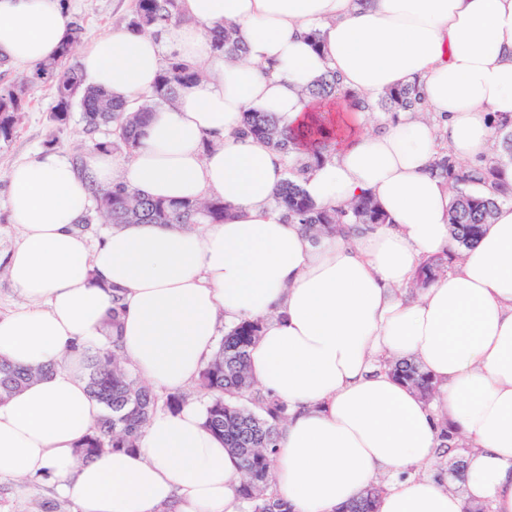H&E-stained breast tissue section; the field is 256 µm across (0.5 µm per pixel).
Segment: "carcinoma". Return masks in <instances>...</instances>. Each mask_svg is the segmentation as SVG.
I'll use <instances>...</instances> for the list:
<instances>
[{
  "label": "carcinoma",
  "mask_w": 512,
  "mask_h": 512,
  "mask_svg": "<svg viewBox=\"0 0 512 512\" xmlns=\"http://www.w3.org/2000/svg\"><path fill=\"white\" fill-rule=\"evenodd\" d=\"M180 0H134L127 26L140 32L156 33L181 22ZM215 51L237 56L244 44L230 25L207 29ZM81 39V28L73 25L53 59L38 63L11 80L0 84V143L12 140L22 112L26 111L27 91L48 85L53 90L50 120L54 130L46 141L50 147L60 142L71 113L80 109L88 135L94 137L103 128L111 137L95 142V148L131 155L139 146L143 128L152 112L177 101L181 90L197 81L201 72L175 58L165 61L151 95L136 109L116 103L102 92L84 85L78 65L71 62L74 45ZM340 93L336 74L330 70L318 77L303 94L310 98L332 100ZM350 106L386 114L423 112L425 99L418 82L391 88L371 102L351 100ZM330 124L320 114L312 123L296 130L279 127L269 112L251 110L245 113L242 133L254 137L287 157L289 176L274 197L275 208L290 222H296L311 233L313 241L323 234L357 235L375 224L388 223L387 216L368 196H360L345 207L321 209L306 195L304 177L327 158ZM512 164V117L502 116L496 123L494 155L481 165H465L443 147L435 157L431 172L452 183L454 195L448 206L449 231L456 246L472 247L491 223L496 208L512 201V182L505 178V168ZM475 185H489L491 196L472 192ZM92 213L85 224L151 223L175 224L189 228L194 224H222L229 208L220 198L205 202L170 203L123 185L93 191ZM458 254H442L424 259L416 269L413 282L424 287L434 277L451 268ZM262 323L245 320L224 331L218 350L200 371L197 387L209 395L206 426L224 441V447L237 456L244 479L239 497L245 512H290L287 503L278 498L272 487V464L280 436L281 424L288 417L283 402L257 388L248 370L249 349L260 336ZM118 345L112 339L95 348L87 357L86 377L90 396L104 408V414L79 445L80 457L87 461L105 449H133L152 414L164 406L176 411L187 402L184 392L169 393L160 399L148 384L135 378L117 356ZM387 373L404 383L424 401L432 398L434 381L413 360H397L385 364ZM49 372L47 368L23 369L0 360V401L9 398L23 386ZM470 451L457 431L443 423L439 433L438 457L448 459L449 474L461 482L466 469L465 457ZM385 486L374 483L358 497L341 506L338 512H378Z\"/></svg>",
  "instance_id": "carcinoma-1"
}]
</instances>
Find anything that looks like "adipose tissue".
Returning <instances> with one entry per match:
<instances>
[{"label":"adipose tissue","instance_id":"obj_1","mask_svg":"<svg viewBox=\"0 0 512 512\" xmlns=\"http://www.w3.org/2000/svg\"><path fill=\"white\" fill-rule=\"evenodd\" d=\"M187 21L154 36L121 26L80 53L86 86L133 104L153 89L163 53L204 75L154 111L124 164L94 151L83 168L54 151L11 167L4 256L29 307L0 316V359L55 371L0 402V477H45L77 512H240L238 459L205 425V408L159 410L139 448L89 462L77 446L102 416L79 373L120 291L121 352L168 391L197 380L221 325L263 324L249 353L254 382L285 402L273 489L292 512H337L385 479L379 512H512V202L479 242L417 297L400 290L421 258L454 250L447 183L430 172L440 147L485 158L493 119L512 114V0H182ZM233 24L242 59L213 50L207 27ZM60 0H0V60L52 58L69 33ZM319 31L312 46L309 32ZM342 97L306 98L325 71ZM412 80L433 121L403 112L362 131L354 94L373 101ZM280 126L332 112L329 158L307 176L316 205L371 197L390 221L312 242L273 197L282 156L243 136L246 111ZM120 183L171 201L224 199L204 231L124 224L90 241L76 228L97 188ZM416 358L431 403L385 374L382 359ZM448 421L473 447L463 492L418 476Z\"/></svg>","mask_w":512,"mask_h":512}]
</instances>
